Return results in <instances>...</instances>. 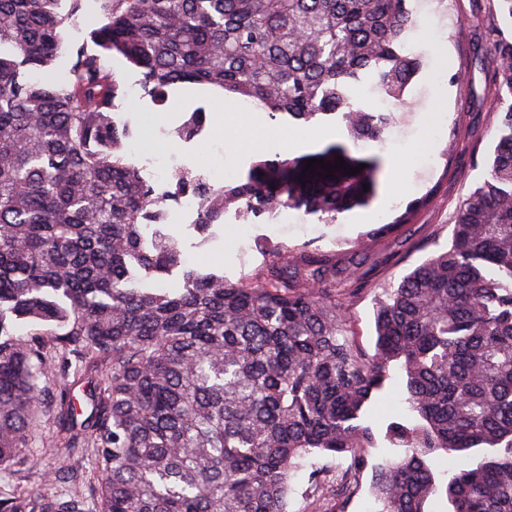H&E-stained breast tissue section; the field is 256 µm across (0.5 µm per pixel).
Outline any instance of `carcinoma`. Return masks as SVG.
Instances as JSON below:
<instances>
[{
  "label": "carcinoma",
  "mask_w": 512,
  "mask_h": 512,
  "mask_svg": "<svg viewBox=\"0 0 512 512\" xmlns=\"http://www.w3.org/2000/svg\"><path fill=\"white\" fill-rule=\"evenodd\" d=\"M91 4L93 49L68 40ZM508 26L512 0H488L470 38L496 61L476 97L494 103L485 179L457 209L448 248L377 300L366 357L340 301L365 286L360 268L279 245L234 281L188 264L167 219L188 195L206 240L231 208L244 221L293 209L332 224L373 201L382 157L330 143L312 157L366 168L327 178L280 154L243 182L213 186L182 166L156 185L128 153L151 132L115 117L128 88L106 57L137 69L157 105L202 85L272 120L334 118L352 141H379L391 113L352 100L369 85L407 105L420 69L404 51L411 0H0V470L30 445L51 348L75 361L55 395L54 441L65 458L95 448L99 476L89 499L56 494L63 466L46 489L0 498V512H290L300 460L366 469L371 404L393 364L416 418L385 427L399 452L375 469L378 512H426L439 492L451 512H512ZM205 121L199 108L173 134L190 141ZM434 199L427 191L363 240L414 223ZM441 450L481 459L441 487L430 466ZM311 482L321 501L349 492L318 468Z\"/></svg>",
  "instance_id": "carcinoma-1"
}]
</instances>
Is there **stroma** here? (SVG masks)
Here are the masks:
<instances>
[{
    "label": "stroma",
    "mask_w": 512,
    "mask_h": 512,
    "mask_svg": "<svg viewBox=\"0 0 512 512\" xmlns=\"http://www.w3.org/2000/svg\"><path fill=\"white\" fill-rule=\"evenodd\" d=\"M479 4L477 0H416L418 27L410 33L407 45L421 57V68L405 91L412 111L395 110L394 140L378 147L368 143L365 153L381 154L385 168L373 203L339 215L336 223L325 224L313 216L295 211L281 212L263 224H228L222 239L201 243L194 235H184L183 250L193 264L223 267L226 277L237 280L258 267L267 255L266 244L283 243L291 247H309L333 256L337 267L360 263L369 281L368 287L348 302V326L359 349L374 352L375 301L387 288L395 286L414 265L448 245V231L459 205L483 181L484 153L495 134L489 120V108H467L472 92L481 91L484 73L467 69L468 26ZM465 72L466 83L451 82V74ZM141 116L154 126L159 151L142 150L139 159L161 157L165 169L187 165L199 172L221 167L228 181L243 179L256 156L241 148L215 139L205 131L190 142L174 140L172 132L186 113L197 108L213 112V98L200 92L192 98L183 94L170 97L166 106H155L149 97L139 95L133 101ZM442 125H457L460 134L449 141L445 131L431 130L432 117ZM230 126L241 130H259L272 140L298 137L305 141L306 153L321 150L327 143L347 141L341 126L331 134L317 136V124L294 122L288 128L272 127L264 113L235 111ZM403 193L393 194L394 185ZM437 189L435 203L422 211L414 224L395 238L361 246L364 232L388 223L413 199L429 189ZM53 404L43 401L31 422L32 443L9 469L0 472V496L30 492L41 488L47 474L55 470L59 454L53 447ZM368 470L357 479L354 492L344 502L330 501L329 512H375L371 494L372 469L388 456L383 447L371 448Z\"/></svg>",
    "instance_id": "stroma-1"
}]
</instances>
